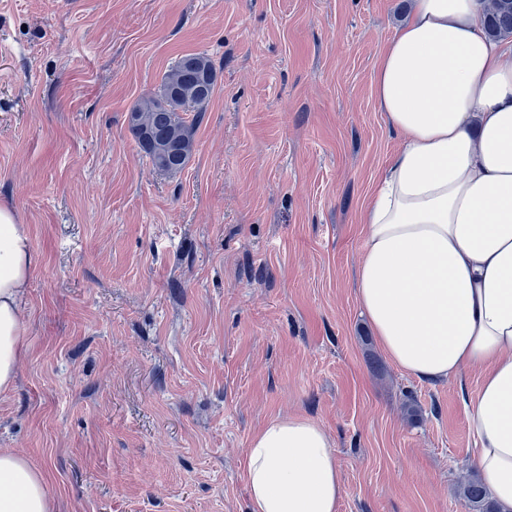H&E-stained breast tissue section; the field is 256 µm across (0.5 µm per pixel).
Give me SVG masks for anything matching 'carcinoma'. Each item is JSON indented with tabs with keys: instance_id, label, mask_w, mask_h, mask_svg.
Segmentation results:
<instances>
[{
	"instance_id": "obj_1",
	"label": "carcinoma",
	"mask_w": 512,
	"mask_h": 512,
	"mask_svg": "<svg viewBox=\"0 0 512 512\" xmlns=\"http://www.w3.org/2000/svg\"><path fill=\"white\" fill-rule=\"evenodd\" d=\"M491 37L512 36V0H502L497 10L489 17ZM190 62L180 58L163 77L157 91L131 109L134 126L133 135L149 134L155 142L153 152L145 153L153 169L174 173L181 171L195 148V127L200 113L209 101L201 98L200 86L208 76L215 75L209 57L201 53L188 55ZM193 118H188V113ZM175 143L179 149L178 160L166 158L168 145ZM461 495L471 512H496L495 505L488 500L479 480L465 482Z\"/></svg>"
}]
</instances>
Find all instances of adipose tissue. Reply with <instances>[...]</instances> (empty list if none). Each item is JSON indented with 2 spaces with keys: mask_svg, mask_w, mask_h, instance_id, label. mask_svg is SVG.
<instances>
[{
  "mask_svg": "<svg viewBox=\"0 0 512 512\" xmlns=\"http://www.w3.org/2000/svg\"><path fill=\"white\" fill-rule=\"evenodd\" d=\"M488 0H411L373 93L400 145L363 216L355 297L379 347L426 383L475 371L471 464L512 512V46ZM37 256L0 206V393L27 353L22 301ZM250 512H339L341 469L317 422L279 416L251 437ZM0 512H54L42 469L0 449Z\"/></svg>",
  "mask_w": 512,
  "mask_h": 512,
  "instance_id": "adipose-tissue-1",
  "label": "adipose tissue"
}]
</instances>
